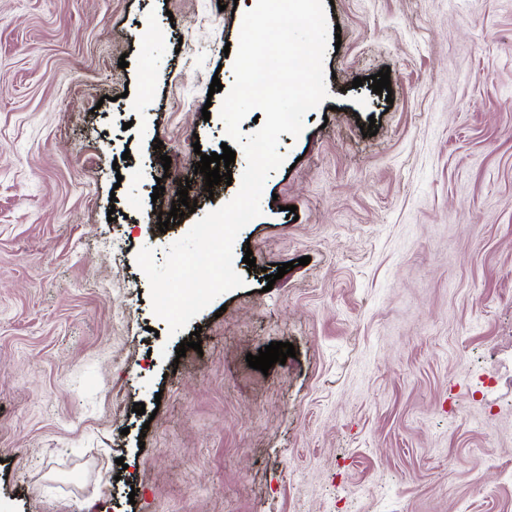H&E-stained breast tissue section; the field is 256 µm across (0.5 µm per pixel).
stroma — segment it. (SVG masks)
<instances>
[{"mask_svg":"<svg viewBox=\"0 0 512 512\" xmlns=\"http://www.w3.org/2000/svg\"><path fill=\"white\" fill-rule=\"evenodd\" d=\"M325 11L328 96L180 358L136 256L240 188L194 165L243 6L0 0V512H512V0Z\"/></svg>","mask_w":512,"mask_h":512,"instance_id":"1","label":"stroma"}]
</instances>
